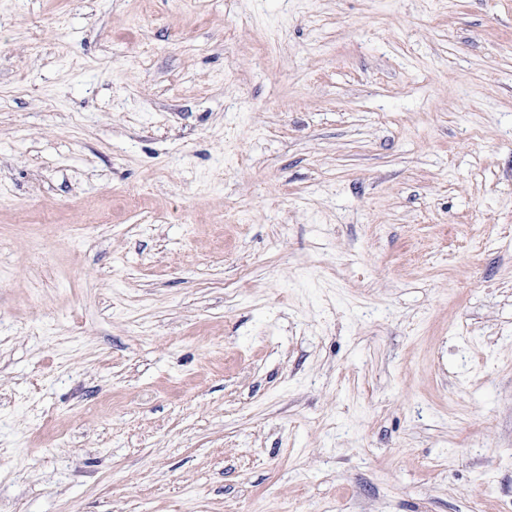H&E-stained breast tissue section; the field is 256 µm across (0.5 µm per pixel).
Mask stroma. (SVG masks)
I'll return each mask as SVG.
<instances>
[{"mask_svg": "<svg viewBox=\"0 0 512 512\" xmlns=\"http://www.w3.org/2000/svg\"><path fill=\"white\" fill-rule=\"evenodd\" d=\"M0 512H512V0H0Z\"/></svg>", "mask_w": 512, "mask_h": 512, "instance_id": "stroma-1", "label": "stroma"}]
</instances>
